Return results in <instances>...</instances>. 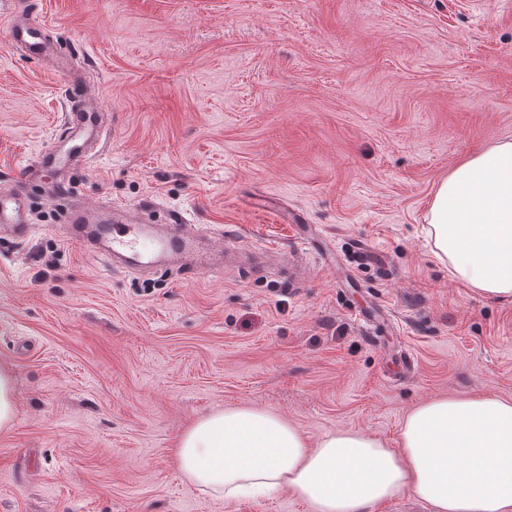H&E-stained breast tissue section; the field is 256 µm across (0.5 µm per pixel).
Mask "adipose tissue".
Segmentation results:
<instances>
[{"label":"adipose tissue","mask_w":512,"mask_h":512,"mask_svg":"<svg viewBox=\"0 0 512 512\" xmlns=\"http://www.w3.org/2000/svg\"><path fill=\"white\" fill-rule=\"evenodd\" d=\"M426 222L456 280L512 297V139L451 170L432 194ZM172 458L189 484L227 501L285 491L311 512H372L407 490L431 512H512V398L423 401L392 446L354 429L312 445L279 415L228 406L191 422Z\"/></svg>","instance_id":"obj_1"}]
</instances>
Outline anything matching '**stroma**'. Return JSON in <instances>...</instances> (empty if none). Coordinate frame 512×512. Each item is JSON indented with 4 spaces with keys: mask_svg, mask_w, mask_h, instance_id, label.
<instances>
[{
    "mask_svg": "<svg viewBox=\"0 0 512 512\" xmlns=\"http://www.w3.org/2000/svg\"><path fill=\"white\" fill-rule=\"evenodd\" d=\"M60 56L0 25V512H310L223 501L171 459L196 418L249 406L309 442H395L435 396L512 398V298L471 291L425 215L466 156L512 138V0H33ZM106 143L64 173L70 81ZM87 207L183 214L222 268L106 265L60 231L58 176ZM27 203L22 192L18 189L0 190V234L16 237L27 233L26 224ZM17 414L14 375L6 365H0V432L10 430Z\"/></svg>",
    "mask_w": 512,
    "mask_h": 512,
    "instance_id": "35a3bbf8",
    "label": "stroma"
}]
</instances>
